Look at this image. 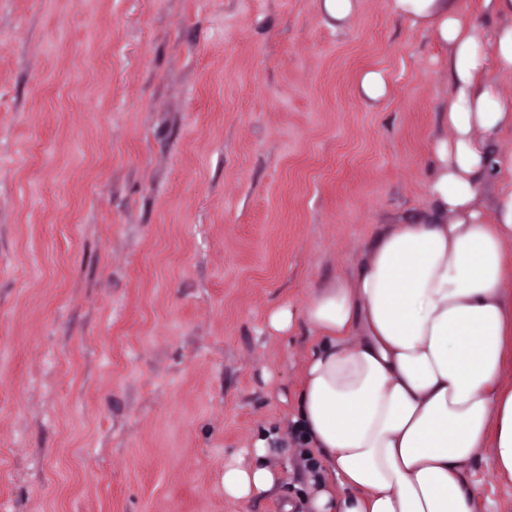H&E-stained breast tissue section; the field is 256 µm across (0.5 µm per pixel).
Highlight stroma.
Returning a JSON list of instances; mask_svg holds the SVG:
<instances>
[{"mask_svg": "<svg viewBox=\"0 0 512 512\" xmlns=\"http://www.w3.org/2000/svg\"><path fill=\"white\" fill-rule=\"evenodd\" d=\"M445 57L390 0H0V512H308L319 339L269 317L429 217ZM269 434L279 492L225 499ZM388 80L382 71H367L358 82L359 93L370 101L380 100L387 92Z\"/></svg>", "mask_w": 512, "mask_h": 512, "instance_id": "35a3bbf8", "label": "stroma"}]
</instances>
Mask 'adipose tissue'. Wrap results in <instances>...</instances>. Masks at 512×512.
Returning a JSON list of instances; mask_svg holds the SVG:
<instances>
[{
	"mask_svg": "<svg viewBox=\"0 0 512 512\" xmlns=\"http://www.w3.org/2000/svg\"><path fill=\"white\" fill-rule=\"evenodd\" d=\"M393 17L434 36L447 52L453 135L433 144L426 221L397 224L371 241L351 279L316 288L299 313L269 318L285 331L301 321L321 342L310 353L294 429L319 452L312 512H475L467 473L484 448L512 477V153L487 140L512 132V98L485 70L512 72V0H391ZM499 25L486 29V17ZM495 183L491 214L474 206ZM225 463L226 498L277 492L266 465Z\"/></svg>",
	"mask_w": 512,
	"mask_h": 512,
	"instance_id": "adipose-tissue-1",
	"label": "adipose tissue"
}]
</instances>
